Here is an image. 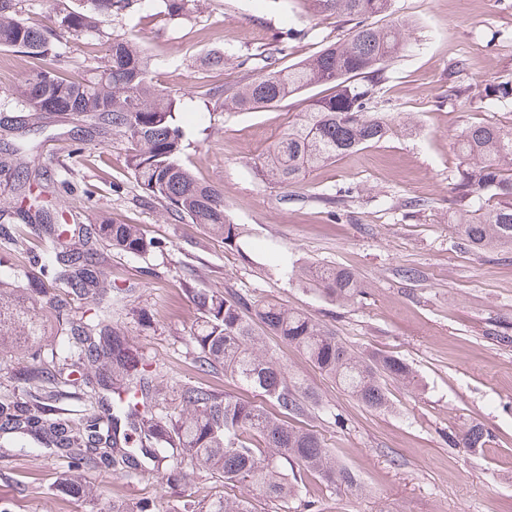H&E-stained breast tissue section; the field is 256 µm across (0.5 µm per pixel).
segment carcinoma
<instances>
[{"label":"carcinoma","mask_w":512,"mask_h":512,"mask_svg":"<svg viewBox=\"0 0 512 512\" xmlns=\"http://www.w3.org/2000/svg\"><path fill=\"white\" fill-rule=\"evenodd\" d=\"M75 2L76 6L54 15V27L73 36L98 31L108 17L129 6V0ZM303 4L309 11L347 17L356 25L346 38L304 63L282 64L286 45L281 42L239 61L256 75L224 98V103L246 111L271 107L314 87H328L330 93L312 101L260 162L268 178L285 187L303 172L386 138L388 114L372 111V104L383 65L405 45L402 26L384 28L368 22L390 12L393 0H303ZM48 34L49 30L19 16L16 0H0L1 47L39 59L50 50ZM11 96L16 105L30 111L75 112L112 127L126 139L125 163L143 190L177 217L202 225L227 246L237 245L243 230L226 215L224 195L201 183L180 161L184 145L175 119L176 99L154 84L150 60L131 40L112 42L107 63L87 75L64 76L36 66ZM457 147L465 166L455 183L460 208L450 214V223L477 251L512 249V127L471 126L460 134ZM41 229L48 245L32 256L36 273L26 279L27 290L40 298L42 317L32 314L23 291L0 287V353L17 344L35 343L43 335L46 319L64 315L66 304L59 291L86 297L103 293L94 258L96 242L137 256L157 248V242L134 224H100L94 237L81 224H43ZM76 241L82 250L72 248ZM315 282L325 297L340 303L352 301L362 288L356 274L336 267L318 269ZM124 302L125 297L117 296L94 316L79 319L84 333L79 341L67 336L58 340L60 350L73 362L53 371L43 364L26 366L19 371L20 378L32 385L50 379L56 385L79 388L91 378L77 369L87 361L100 362L111 366L112 384L141 392V402L147 403L143 355L128 348L117 332L100 328L112 317V309ZM196 306L197 370L205 374L223 370L233 382L269 399L281 417L254 401L236 399L199 382L180 390L179 410L162 409L147 420L135 419L129 406L113 404L103 432L95 417L80 426L50 417L37 394L30 401L0 403V451L47 449L74 471L97 460L135 474L153 471L168 483L186 479L189 467H202L226 487H245L283 503L302 494L301 474L288 473L290 465L318 474L329 486L360 491L355 475L336 462L323 438L285 421L303 415L315 397L290 379L276 357L264 352L243 311L253 309L274 335L301 349L319 370L371 409L387 408L378 374L410 382L411 368L391 356L360 357L309 316L277 302H253L212 291L197 294ZM487 439L483 427L472 425L463 434V445L481 448ZM154 509L149 501L135 506L112 501V512ZM183 510L255 512V507L246 498L219 496L206 502L190 499Z\"/></svg>","instance_id":"carcinoma-1"}]
</instances>
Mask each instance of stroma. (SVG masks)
I'll use <instances>...</instances> for the list:
<instances>
[{"label":"stroma","instance_id":"35a3bbf8","mask_svg":"<svg viewBox=\"0 0 512 512\" xmlns=\"http://www.w3.org/2000/svg\"><path fill=\"white\" fill-rule=\"evenodd\" d=\"M390 23L402 24L407 47L385 64L377 96L392 116L377 146L281 188L262 177V154L316 97V87L258 111L219 109L217 96L242 85L239 58L287 35L286 63L310 59L345 38L348 19L308 13L302 0H197L169 16L162 0H138L90 36L64 35L59 56L44 65L84 73L90 58L116 39H132L150 57L155 84L178 102L182 160L224 194L244 235L228 247L200 225L178 219L144 192L125 166L124 139L70 112H22L11 90L31 58L0 47V281L23 284L28 251L39 250L40 222L11 218L41 204L67 223L94 229L100 217L138 225L159 244L133 256L99 248L107 288L126 296L110 325L127 345L157 365L152 403L174 408L179 389L204 382L235 396L241 387L223 371L200 373L191 331L193 294L219 290L275 300L307 314L358 355L397 357L418 386L385 380L391 411H376L341 390L294 347L265 336V347L319 397L297 426L322 436L337 461L362 485L355 493L306 475L302 499L283 504L254 496L257 512H512V250L471 249L448 222L453 184L464 158L460 133L471 126H512V103L485 90L512 80V0H394ZM224 53V67L202 60ZM37 170L38 187L20 192L16 170ZM336 197V209L323 199ZM23 236L27 252L10 239ZM345 268L364 289L353 302L329 301L286 276L283 265ZM94 297H70L53 335L0 359V400L26 401L31 387L16 368L47 359L72 322L90 315ZM112 391L93 385L53 401L54 415L81 422L111 405ZM491 434L483 448H463L464 429ZM96 489L97 497L79 488ZM208 472L175 485L157 474L128 477L101 464L72 473L50 452L0 453V498L13 512H108L113 498H150L158 512H180L185 496L218 492Z\"/></svg>","mask_w":512,"mask_h":512}]
</instances>
